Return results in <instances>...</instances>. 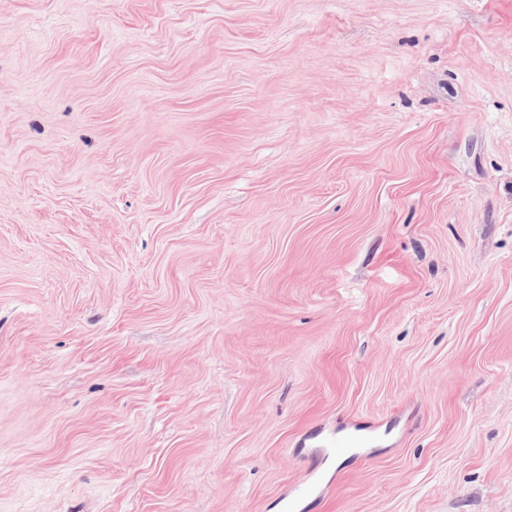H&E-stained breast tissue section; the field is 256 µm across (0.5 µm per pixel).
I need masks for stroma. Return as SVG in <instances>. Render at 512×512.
Wrapping results in <instances>:
<instances>
[{
  "instance_id": "35a3bbf8",
  "label": "stroma",
  "mask_w": 512,
  "mask_h": 512,
  "mask_svg": "<svg viewBox=\"0 0 512 512\" xmlns=\"http://www.w3.org/2000/svg\"><path fill=\"white\" fill-rule=\"evenodd\" d=\"M291 501L512 512V0H0V512Z\"/></svg>"
}]
</instances>
